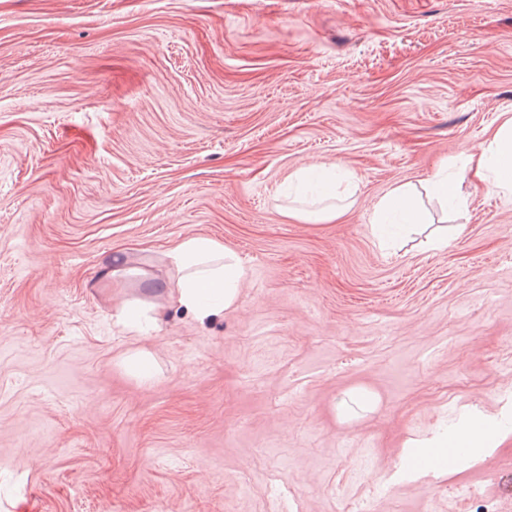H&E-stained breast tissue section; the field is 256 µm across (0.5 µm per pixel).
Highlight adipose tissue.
<instances>
[{
	"label": "adipose tissue",
	"mask_w": 512,
	"mask_h": 512,
	"mask_svg": "<svg viewBox=\"0 0 512 512\" xmlns=\"http://www.w3.org/2000/svg\"><path fill=\"white\" fill-rule=\"evenodd\" d=\"M465 170L470 171L478 184L496 193L512 195V115H505L492 129L479 152L467 155ZM358 183L354 176L328 172L321 179V192L313 200H301L289 207L287 215L296 220L333 222L344 212L341 196H354ZM376 220L372 226L380 245L394 246L387 222L399 218L401 223L417 226L426 217L416 201V188L409 184L392 187L375 206ZM179 278L169 292L178 307L198 321L222 314L235 307L245 270L240 259L216 240L206 236L183 239L170 251ZM512 433V421L476 419L455 424L452 431H439L430 437L409 440L407 457L432 451L440 459H447L449 448L471 450L497 447L501 437Z\"/></svg>",
	"instance_id": "ef3b65f1"
}]
</instances>
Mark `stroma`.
Returning <instances> with one entry per match:
<instances>
[{"mask_svg":"<svg viewBox=\"0 0 512 512\" xmlns=\"http://www.w3.org/2000/svg\"><path fill=\"white\" fill-rule=\"evenodd\" d=\"M505 112L512 0H0V512H512V433L395 477L408 438L512 419V199L465 178L444 250L371 228ZM331 166L352 208L288 218ZM197 235L245 269L203 322L152 287ZM375 214L376 220L372 229L381 246L395 248V239L387 235L390 233L388 227L393 224H385L392 216L398 217L401 224L408 226L426 224L425 214L416 201V188L409 184L392 187L379 199ZM116 324L125 330L147 332L154 327L155 318L138 301H132L122 306ZM123 363L125 368L144 382L152 381L157 373L154 358L148 351H136L128 354Z\"/></svg>","mask_w":512,"mask_h":512,"instance_id":"obj_1","label":"stroma"}]
</instances>
